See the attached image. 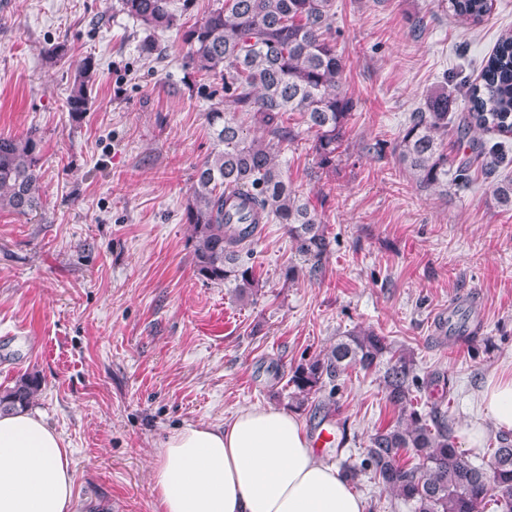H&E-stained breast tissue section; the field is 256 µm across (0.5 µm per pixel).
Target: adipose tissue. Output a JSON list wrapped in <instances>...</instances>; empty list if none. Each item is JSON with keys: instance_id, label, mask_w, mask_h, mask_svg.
Wrapping results in <instances>:
<instances>
[{"instance_id": "ef3b65f1", "label": "adipose tissue", "mask_w": 512, "mask_h": 512, "mask_svg": "<svg viewBox=\"0 0 512 512\" xmlns=\"http://www.w3.org/2000/svg\"><path fill=\"white\" fill-rule=\"evenodd\" d=\"M481 400L489 421L463 425V447H480L490 425L512 431V375L490 378ZM74 484L54 427L28 410L0 414V512H75ZM152 489L160 512H366L341 469L317 457L295 415L273 406L168 433Z\"/></svg>"}]
</instances>
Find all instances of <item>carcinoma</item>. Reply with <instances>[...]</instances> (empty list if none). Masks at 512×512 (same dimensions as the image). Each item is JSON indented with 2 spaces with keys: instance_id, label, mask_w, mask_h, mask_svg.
<instances>
[{
  "instance_id": "carcinoma-1",
  "label": "carcinoma",
  "mask_w": 512,
  "mask_h": 512,
  "mask_svg": "<svg viewBox=\"0 0 512 512\" xmlns=\"http://www.w3.org/2000/svg\"><path fill=\"white\" fill-rule=\"evenodd\" d=\"M452 16L480 24L492 0H441ZM118 10L136 21L146 36L138 51L162 58L156 34L174 31L185 49V65L224 91V108L206 113L213 148L194 166L185 204V220L194 242L197 274L229 284L241 298L262 289L253 267L243 262L264 224H282L306 268L287 265V283L300 276L320 277L330 252L327 226L296 193L280 158L281 147L298 138L287 123L296 112L313 134L317 168L336 172L348 124L357 102L343 89V59L336 49V0H117ZM76 76L67 99L77 117L88 110L95 81L90 57L70 62ZM468 112H451L452 99L440 92L411 114L398 140L399 161L424 188L448 191L474 181L473 162L455 163L444 140L448 127L458 138L481 133L512 135V35L498 40L485 60L479 82L466 92ZM256 134H250V131ZM40 140L30 134L0 137V208L30 215L42 206ZM512 159L495 143L482 158L484 174ZM504 208H512V179L491 183ZM380 373L393 422L369 438L360 464L342 469L351 484L372 473L373 479L411 504L412 512H512V435H499L486 461L473 464L453 435L445 411L425 413L413 394L417 381L411 353L397 350L372 329L355 330L327 351L291 370L289 398L297 410L307 407L322 388L351 368ZM41 383L20 378L0 390V412L30 407ZM411 453L412 465L400 458Z\"/></svg>"
}]
</instances>
